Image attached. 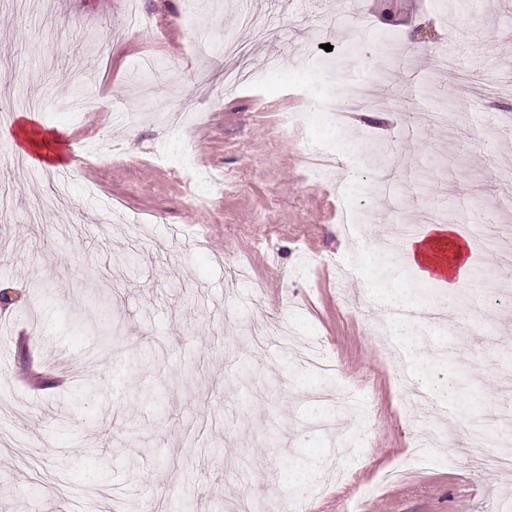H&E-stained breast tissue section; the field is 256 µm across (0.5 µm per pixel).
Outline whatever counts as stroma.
Here are the masks:
<instances>
[{
	"mask_svg": "<svg viewBox=\"0 0 512 512\" xmlns=\"http://www.w3.org/2000/svg\"><path fill=\"white\" fill-rule=\"evenodd\" d=\"M137 3L157 28H128L126 0H0V105L45 87L28 123L58 139L69 166L61 200L54 172L0 136V293L11 298L0 307V512H173L186 499L215 512L245 494L273 512H349L356 490L362 512H512V480L473 457L450 463L432 446L425 465L405 468L432 416L401 400L403 382L430 386L459 433L482 399L512 411V306L457 358L440 359L448 337L429 328L398 381L367 324L386 310L380 291L405 289L414 305L448 292L409 267L383 271L379 248L359 256L345 238L342 192L369 174L362 155L328 183L308 180L299 158L309 144L347 153L365 135L391 136L401 111L351 104L339 131L321 107L356 59L385 56L383 33L406 34L419 66L394 65L380 90L406 96L418 132L370 205L373 237L388 235L393 209L422 224L439 208L447 223L512 239V132L492 129L512 107V0ZM231 72L265 79L228 93ZM84 92L98 110L67 112ZM179 102L198 120L178 131L163 114ZM285 112L309 118L287 129ZM353 260L338 291L335 265ZM80 311L118 326L109 356L90 360ZM278 322L333 370L302 369L244 333ZM453 379L480 401L450 399ZM89 381L99 396L62 425L64 399ZM326 386L343 404L316 401ZM149 388L157 400L136 402Z\"/></svg>",
	"mask_w": 512,
	"mask_h": 512,
	"instance_id": "35a3bbf8",
	"label": "stroma"
}]
</instances>
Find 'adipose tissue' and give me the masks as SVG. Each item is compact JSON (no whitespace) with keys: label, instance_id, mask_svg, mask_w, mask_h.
Listing matches in <instances>:
<instances>
[{"label":"adipose tissue","instance_id":"ef3b65f1","mask_svg":"<svg viewBox=\"0 0 512 512\" xmlns=\"http://www.w3.org/2000/svg\"><path fill=\"white\" fill-rule=\"evenodd\" d=\"M469 242L460 236L456 225L434 224L427 235L407 242L404 254L408 262L420 267L423 276L440 284L460 281V267L469 265Z\"/></svg>","mask_w":512,"mask_h":512}]
</instances>
